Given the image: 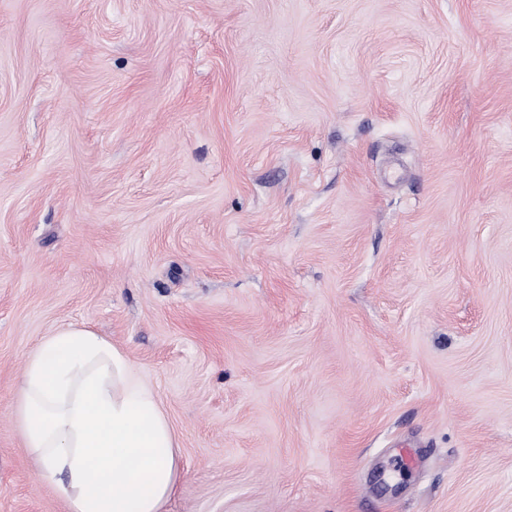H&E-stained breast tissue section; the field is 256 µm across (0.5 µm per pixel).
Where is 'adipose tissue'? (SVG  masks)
I'll use <instances>...</instances> for the list:
<instances>
[{
  "instance_id": "adipose-tissue-1",
  "label": "adipose tissue",
  "mask_w": 512,
  "mask_h": 512,
  "mask_svg": "<svg viewBox=\"0 0 512 512\" xmlns=\"http://www.w3.org/2000/svg\"><path fill=\"white\" fill-rule=\"evenodd\" d=\"M38 479L71 512H161L178 445L156 393L111 341L68 324L30 355L17 383Z\"/></svg>"
}]
</instances>
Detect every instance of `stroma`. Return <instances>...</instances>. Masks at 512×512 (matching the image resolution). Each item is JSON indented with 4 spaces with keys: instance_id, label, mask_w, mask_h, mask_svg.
<instances>
[{
    "instance_id": "stroma-1",
    "label": "stroma",
    "mask_w": 512,
    "mask_h": 512,
    "mask_svg": "<svg viewBox=\"0 0 512 512\" xmlns=\"http://www.w3.org/2000/svg\"><path fill=\"white\" fill-rule=\"evenodd\" d=\"M67 324L163 512H512V0H0V512Z\"/></svg>"
}]
</instances>
